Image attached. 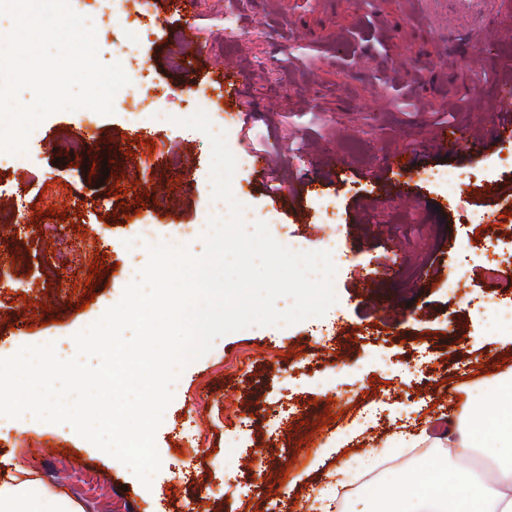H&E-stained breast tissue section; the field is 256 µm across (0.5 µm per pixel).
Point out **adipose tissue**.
<instances>
[{
	"label": "adipose tissue",
	"mask_w": 512,
	"mask_h": 512,
	"mask_svg": "<svg viewBox=\"0 0 512 512\" xmlns=\"http://www.w3.org/2000/svg\"><path fill=\"white\" fill-rule=\"evenodd\" d=\"M456 449L455 459L427 457L391 484H375L359 498L344 500L339 512H512V372L492 391L472 387L466 404L449 418L448 430L432 434L398 431L388 441L393 452L421 445ZM497 467L485 483L469 465L471 455ZM0 512H86L78 501L19 465L0 468Z\"/></svg>",
	"instance_id": "adipose-tissue-1"
}]
</instances>
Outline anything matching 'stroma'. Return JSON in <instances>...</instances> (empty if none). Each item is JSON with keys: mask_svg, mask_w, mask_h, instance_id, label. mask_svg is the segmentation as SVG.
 I'll use <instances>...</instances> for the list:
<instances>
[{"mask_svg": "<svg viewBox=\"0 0 512 512\" xmlns=\"http://www.w3.org/2000/svg\"><path fill=\"white\" fill-rule=\"evenodd\" d=\"M91 19L103 63L119 42L137 39L146 57L143 93L158 112L190 117L188 80L171 63L185 26L196 30L187 56L191 79L224 118L237 166L236 195L268 222L279 244L326 248L328 225L346 262L333 280L336 302L321 317L291 326H251L218 338L179 375L155 443L161 468L143 486L124 466L108 464L87 440L59 426L0 432V458L28 463L40 448L66 449L43 458L36 474L89 512H327L322 495L337 467L359 478L358 458L380 454L373 471L416 464L417 453L385 451L399 428L433 426L444 411L442 386L462 403L470 386L512 370V338L494 331L484 308L512 304V137L485 154L451 157L433 143L439 124L485 133L493 116L482 105L497 94L496 71L512 57V38L495 59L473 43L499 0H194L190 13L171 0H149L128 24L122 12L101 21L95 0H70ZM469 34L444 51L442 29ZM243 81L227 95L217 81L225 63ZM466 100L470 111L449 115ZM131 100L112 115L89 109L48 116L30 136L21 165L0 170V347L63 340L117 304L128 285L129 242L150 224L154 238L178 240L183 227L210 213L211 144L197 130L132 121ZM91 138L86 156L67 143ZM152 147L128 152V142ZM415 152L416 167L396 174L397 189L367 179L397 151ZM268 159L267 177L255 171ZM461 175L457 192L437 172ZM315 172L319 187L298 204L287 187ZM57 180L63 192L46 194ZM66 214L81 247L79 262L48 279L52 241L33 224L38 212ZM103 269L91 276L97 254ZM499 274H491L492 261ZM461 276L449 295L448 266ZM88 308H81L82 299ZM44 312H37V305ZM337 416L325 423L326 413ZM205 439L196 446L195 435ZM127 499L106 502L109 489Z\"/></svg>", "mask_w": 512, "mask_h": 512, "instance_id": "35a3bbf8", "label": "stroma"}]
</instances>
